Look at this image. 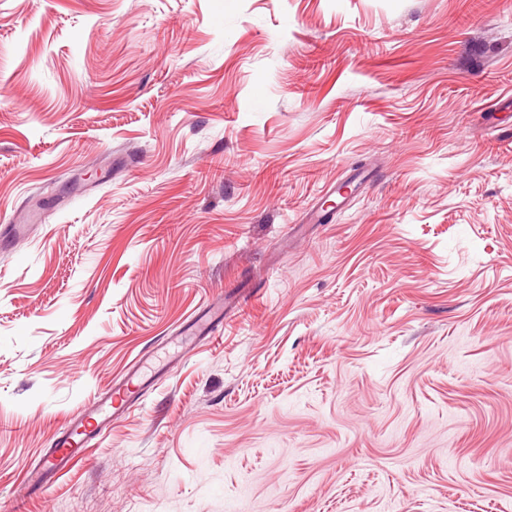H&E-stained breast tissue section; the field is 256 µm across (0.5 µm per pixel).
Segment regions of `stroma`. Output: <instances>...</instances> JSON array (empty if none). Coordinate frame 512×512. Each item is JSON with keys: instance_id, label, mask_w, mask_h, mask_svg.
<instances>
[{"instance_id": "stroma-1", "label": "stroma", "mask_w": 512, "mask_h": 512, "mask_svg": "<svg viewBox=\"0 0 512 512\" xmlns=\"http://www.w3.org/2000/svg\"><path fill=\"white\" fill-rule=\"evenodd\" d=\"M12 224L0 512H512V0H0ZM149 358V351H139L131 360L124 377L85 407L74 421L72 430L56 435L50 453L26 473L27 484L34 492L47 486L62 473L89 460L88 448L83 447L86 438L120 417L130 407V385L134 381L145 388L149 378H144L143 367Z\"/></svg>"}]
</instances>
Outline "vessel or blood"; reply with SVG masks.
Wrapping results in <instances>:
<instances>
[{
    "label": "vessel or blood",
    "instance_id": "1",
    "mask_svg": "<svg viewBox=\"0 0 512 512\" xmlns=\"http://www.w3.org/2000/svg\"><path fill=\"white\" fill-rule=\"evenodd\" d=\"M148 352H138L131 360L124 377L103 392L91 405L85 407L72 430L57 435L50 453L26 473V481L32 490H40L53 479L87 462L88 450L84 443L107 423L120 417L129 407L130 387L143 381V367L149 360Z\"/></svg>",
    "mask_w": 512,
    "mask_h": 512
}]
</instances>
